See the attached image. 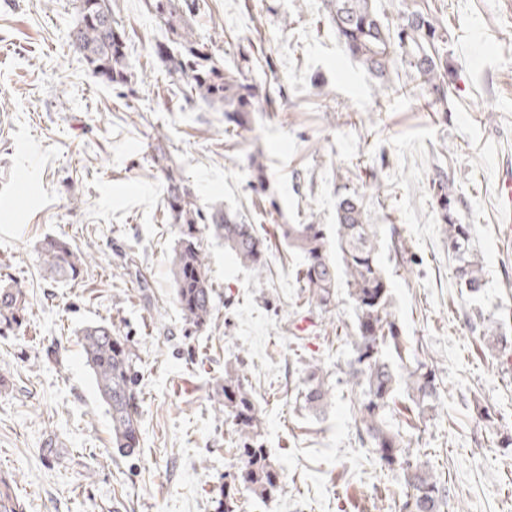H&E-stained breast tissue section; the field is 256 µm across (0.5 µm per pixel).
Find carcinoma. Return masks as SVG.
I'll list each match as a JSON object with an SVG mask.
<instances>
[{"label": "carcinoma", "instance_id": "cac0c4a2", "mask_svg": "<svg viewBox=\"0 0 512 512\" xmlns=\"http://www.w3.org/2000/svg\"><path fill=\"white\" fill-rule=\"evenodd\" d=\"M78 21L73 28V46L92 71L114 86L131 83L126 63L129 37L113 16L111 0H78ZM328 19L349 56L379 80L383 96H415L422 92L427 103H448V29L437 16L417 9L401 12L396 28L382 16L376 0H325ZM146 8L166 30V41L152 47V55L163 61L181 81L178 92L186 100L224 104L227 146L247 129L248 114L258 104L253 87L240 71L224 68L222 61L195 35L177 8L176 0H145ZM403 71L405 80L395 83L393 71ZM432 189L447 224L448 250L458 262L460 287L474 297L485 286L482 265L473 253L470 227L453 218L455 198L448 182L438 177ZM164 209L179 229V238L168 261L175 299L187 322L202 328L214 316V287L206 266L199 225L224 240V249L242 265L262 276L267 249L254 225L224 210L222 205H202L185 186L180 172L166 170ZM282 241L299 253L303 261L295 279L308 290L307 304L324 313L336 295L340 277H345L355 302V356L345 371L355 391L353 409L374 455L385 469L401 477L406 498L401 512H443L448 488L410 448V440L390 425L398 389L403 388L414 404L434 408L439 399L435 373L418 359L402 336L392 310L386 275L376 257L375 234L366 222L362 198L345 192L336 203V239L327 240L321 224H281ZM46 274L53 280L75 279L87 253L64 238L47 237L40 245ZM27 309L23 294L0 292V325L19 327ZM487 348L512 353V336L485 323L477 324ZM81 346L92 371L101 400L111 420L112 448L123 458L140 455V397L134 381L135 354L112 331L107 322L91 323L80 330ZM335 399L334 387L316 363L305 367L301 407L316 418L326 415ZM214 407L231 419L235 433V455L242 466L234 479L247 485L262 499L279 489L280 473L265 449L258 445L259 419L243 376L225 370L224 379L213 387Z\"/></svg>", "mask_w": 512, "mask_h": 512}]
</instances>
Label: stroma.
<instances>
[{
    "mask_svg": "<svg viewBox=\"0 0 512 512\" xmlns=\"http://www.w3.org/2000/svg\"><path fill=\"white\" fill-rule=\"evenodd\" d=\"M416 3L448 24L444 112L420 96L383 97L338 40L324 0H179L225 67L244 66L277 104L250 113L228 151L223 105L175 96V78L150 54L166 33L144 0H112L130 35L123 99L72 45L75 0H0V290L27 302L22 326L0 329V475L25 512H214L241 462L210 394L237 367L282 476L268 500L239 487L242 512H398L403 483L361 443L346 386L321 420L296 401L305 361L332 381L346 370L353 346L337 334L354 331L356 310L343 287L330 312L309 310L293 274L301 257L276 229L333 230L347 189L363 199L401 333L439 382L436 408L400 397L394 424L446 480L447 512H512V364L473 326L481 315L512 336V239L493 189L512 170V0ZM258 151L270 173L263 195L249 169ZM169 167L268 245L258 277L203 234L216 311L199 330L183 318L167 262L178 239L164 216ZM439 176L485 273L476 300L457 286L430 188ZM48 236L89 253L76 279L45 277ZM101 321L139 356L135 459L112 450L78 343L80 328Z\"/></svg>",
    "mask_w": 512,
    "mask_h": 512,
    "instance_id": "stroma-1",
    "label": "stroma"
}]
</instances>
